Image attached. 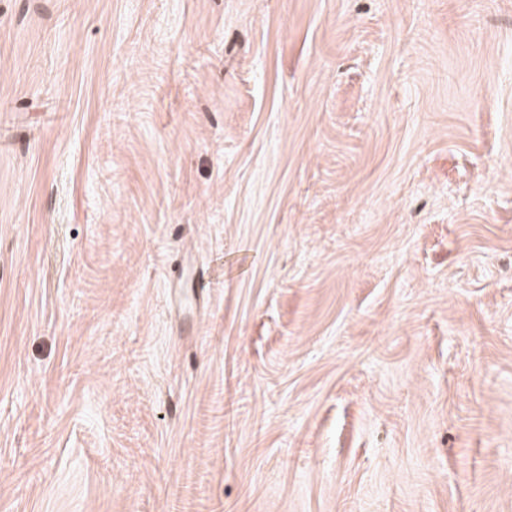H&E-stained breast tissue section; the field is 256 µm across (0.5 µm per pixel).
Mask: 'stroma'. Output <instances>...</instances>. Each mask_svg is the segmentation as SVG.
<instances>
[{"mask_svg": "<svg viewBox=\"0 0 512 512\" xmlns=\"http://www.w3.org/2000/svg\"><path fill=\"white\" fill-rule=\"evenodd\" d=\"M0 512H512V0H0Z\"/></svg>", "mask_w": 512, "mask_h": 512, "instance_id": "obj_1", "label": "stroma"}]
</instances>
